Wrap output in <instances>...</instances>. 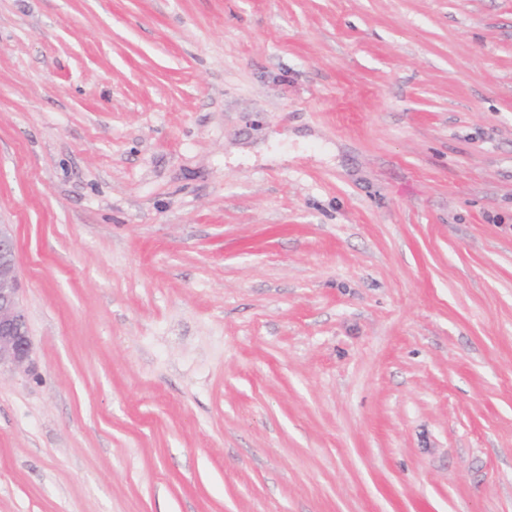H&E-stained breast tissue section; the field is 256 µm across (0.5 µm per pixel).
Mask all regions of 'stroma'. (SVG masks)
Listing matches in <instances>:
<instances>
[{"instance_id": "1", "label": "stroma", "mask_w": 512, "mask_h": 512, "mask_svg": "<svg viewBox=\"0 0 512 512\" xmlns=\"http://www.w3.org/2000/svg\"><path fill=\"white\" fill-rule=\"evenodd\" d=\"M0 224V512H512V0H0ZM19 263L10 225L0 224V370L22 366L32 351L28 319L20 296Z\"/></svg>"}]
</instances>
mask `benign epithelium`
<instances>
[{
    "instance_id": "7a95c632",
    "label": "benign epithelium",
    "mask_w": 512,
    "mask_h": 512,
    "mask_svg": "<svg viewBox=\"0 0 512 512\" xmlns=\"http://www.w3.org/2000/svg\"><path fill=\"white\" fill-rule=\"evenodd\" d=\"M19 254L8 224H0V369L20 367L32 339L20 296Z\"/></svg>"
}]
</instances>
